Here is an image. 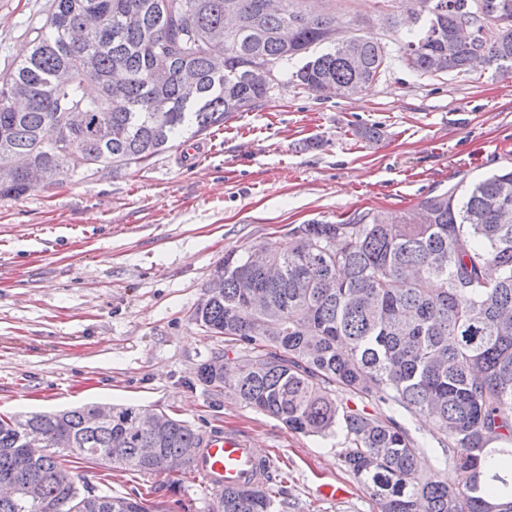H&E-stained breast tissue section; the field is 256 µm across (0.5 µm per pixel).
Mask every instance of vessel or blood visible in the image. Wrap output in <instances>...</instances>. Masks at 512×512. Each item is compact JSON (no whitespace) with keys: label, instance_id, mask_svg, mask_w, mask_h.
I'll return each instance as SVG.
<instances>
[{"label":"vessel or blood","instance_id":"obj_1","mask_svg":"<svg viewBox=\"0 0 512 512\" xmlns=\"http://www.w3.org/2000/svg\"><path fill=\"white\" fill-rule=\"evenodd\" d=\"M196 468L208 489L217 493L264 480L272 474L274 463L254 448L249 437L213 429L203 437Z\"/></svg>","mask_w":512,"mask_h":512}]
</instances>
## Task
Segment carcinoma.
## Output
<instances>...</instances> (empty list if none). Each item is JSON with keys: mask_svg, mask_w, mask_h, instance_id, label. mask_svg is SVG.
<instances>
[{"mask_svg": "<svg viewBox=\"0 0 512 512\" xmlns=\"http://www.w3.org/2000/svg\"><path fill=\"white\" fill-rule=\"evenodd\" d=\"M305 0H52L29 32L28 55L0 78V197L22 196L38 167L47 184L75 173L141 166L186 134L209 133L267 97L276 79L351 98L398 60L421 75L481 60L512 75V0H415L395 49ZM475 37L459 35L461 28ZM224 254V287L194 315L224 338L197 368L205 386L304 435L344 436L346 468L379 512H512V168L425 197L416 211L361 212L298 224L283 243ZM253 282L255 298L239 288ZM348 392L383 408L356 412ZM94 405L0 414V512H151L138 494L79 489L75 463L112 456L144 475L195 467L201 434L166 418L141 427L139 407ZM429 415L443 436L436 477L421 478L429 445L407 421ZM41 434L30 458L23 438ZM69 437L78 451L57 448ZM156 448L150 458L139 449ZM39 483L42 497L22 488ZM218 512H276L268 483L228 488Z\"/></svg>", "mask_w": 512, "mask_h": 512, "instance_id": "cac0c4a2", "label": "carcinoma"}]
</instances>
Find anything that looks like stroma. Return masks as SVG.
Here are the masks:
<instances>
[{"mask_svg":"<svg viewBox=\"0 0 512 512\" xmlns=\"http://www.w3.org/2000/svg\"><path fill=\"white\" fill-rule=\"evenodd\" d=\"M50 0H0V77L27 49ZM359 34L390 42L400 0H310ZM376 125L380 140L355 136ZM512 166V76L479 63L427 76L393 65L354 98L294 84L210 135L148 165L74 176L0 198V413L86 403L144 406L206 432L251 438L275 462L287 512H378L340 456L343 438L308 436L210 390L202 361L224 349L193 314L226 252L287 239L294 225L425 197ZM96 493H145L158 512H216L193 471L82 469ZM340 481L349 498L316 497Z\"/></svg>","mask_w":512,"mask_h":512,"instance_id":"1","label":"stroma"}]
</instances>
